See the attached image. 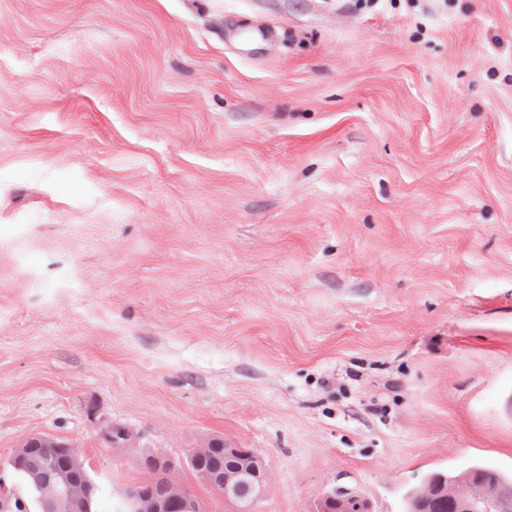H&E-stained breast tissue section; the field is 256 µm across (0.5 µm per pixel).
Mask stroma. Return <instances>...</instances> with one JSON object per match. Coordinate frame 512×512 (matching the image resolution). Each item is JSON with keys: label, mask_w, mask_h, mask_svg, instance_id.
Listing matches in <instances>:
<instances>
[{"label": "stroma", "mask_w": 512, "mask_h": 512, "mask_svg": "<svg viewBox=\"0 0 512 512\" xmlns=\"http://www.w3.org/2000/svg\"><path fill=\"white\" fill-rule=\"evenodd\" d=\"M38 433L102 512L207 438L255 512L511 475L512 0H0V463ZM99 431L103 440L113 447V450L125 449L124 447H127L135 440L133 431L117 422L101 421Z\"/></svg>", "instance_id": "1"}]
</instances>
